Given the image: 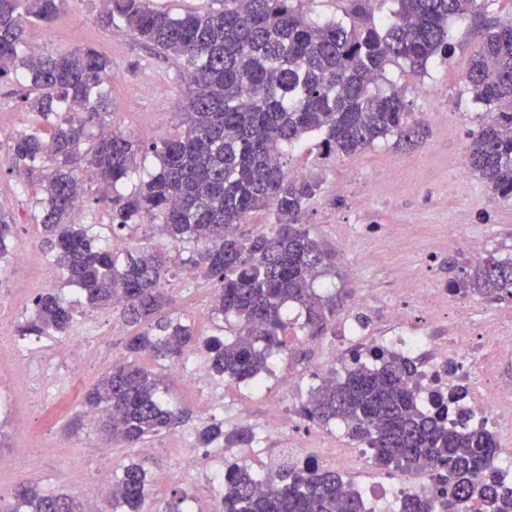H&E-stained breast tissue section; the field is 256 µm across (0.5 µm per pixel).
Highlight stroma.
<instances>
[{
    "instance_id": "obj_1",
    "label": "stroma",
    "mask_w": 512,
    "mask_h": 512,
    "mask_svg": "<svg viewBox=\"0 0 512 512\" xmlns=\"http://www.w3.org/2000/svg\"><path fill=\"white\" fill-rule=\"evenodd\" d=\"M99 15L93 0H68L49 27H30L28 39L42 41L44 50L57 53L88 45L112 61L107 108L113 129L136 140L146 129L156 139L183 132L185 99L176 65L146 49L127 29L100 27ZM477 31L474 24H452L451 55L429 67L426 74L395 65L387 68L394 80L406 85L412 112L427 119V135L420 146L399 149L393 142L382 141L352 158L337 159L320 156L316 141L311 140L290 159L291 166L303 168L321 183L301 222L335 248V273L320 277L316 285L342 289L346 311L354 310L360 287L385 288L398 262L422 266L425 277L447 283L452 276L449 262L466 259L444 237L454 224H467L471 244L485 254H512V205L493 199L483 182L470 175L467 164L470 135L484 112L465 82ZM395 163L404 169L399 187L387 177ZM452 173L467 174L464 192L449 191ZM77 177L85 192L76 223L98 225L100 234L108 235L112 214L107 191L89 170H78ZM39 184V170L28 169L15 159L10 143L0 142V209L10 213L15 223L12 247H23L29 253V287H17L11 263L0 264V330L12 336L32 317L35 300L45 289L43 281H50L52 290L62 288L33 220L41 196ZM355 233L363 247L359 254L342 247L343 239ZM120 236L127 249H153L169 256L165 279L173 298L169 316L181 318L202 336L231 335V326L211 314V282L201 276L188 281L182 275L195 257L192 245L172 247L163 236L148 235L140 227L122 230ZM136 331L120 309L88 312L76 306L66 342L87 354L84 371L78 376L59 356V341H32L39 372L0 391L10 406L8 418L0 423V455L10 454L17 460L15 469L0 473L1 504L11 502L18 483L29 479L46 491L76 498L84 512H100L112 491L110 485L101 483V474L116 476L126 465L140 461L150 481L149 512H162L177 492L186 493L198 512H214L219 491H207L201 479L183 473L180 458L189 451L221 466L237 461V449L201 447L195 432L215 419L228 431L244 425L259 429L270 412L269 397L288 396V359H276L277 371L267 376L268 391L260 395L245 384L226 386L215 375L204 385L192 382L189 369L208 364L201 350L189 352L185 362L173 365L144 358L146 367L163 374L165 397L182 410L183 420L148 439L145 448L113 446L97 422L89 420L82 400L123 357L126 341ZM213 395L220 397V404L212 415H202L199 401Z\"/></svg>"
}]
</instances>
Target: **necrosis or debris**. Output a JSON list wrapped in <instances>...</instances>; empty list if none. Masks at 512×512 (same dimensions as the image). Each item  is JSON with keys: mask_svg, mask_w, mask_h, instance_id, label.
<instances>
[{"mask_svg": "<svg viewBox=\"0 0 512 512\" xmlns=\"http://www.w3.org/2000/svg\"><path fill=\"white\" fill-rule=\"evenodd\" d=\"M378 290L366 288L358 303L365 312H385L378 331L340 318L330 349L317 372L334 370L376 351L403 355L417 368V391L426 398L457 394L456 405L469 425L488 429L497 444L495 463L512 469V309H499L494 317L482 316L480 307L448 286L420 281L407 267H397L388 289L387 302H379ZM301 424L293 406H280L264 427L268 437L289 435L297 461L336 469L348 475L367 467L364 448H333L300 442L298 436L313 431ZM359 494L373 512H399L412 495L437 498L440 487L431 467L401 474L381 471L377 479L360 486Z\"/></svg>", "mask_w": 512, "mask_h": 512, "instance_id": "1", "label": "necrosis or debris"}]
</instances>
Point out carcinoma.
Masks as SVG:
<instances>
[{
    "label": "carcinoma",
    "mask_w": 512,
    "mask_h": 512,
    "mask_svg": "<svg viewBox=\"0 0 512 512\" xmlns=\"http://www.w3.org/2000/svg\"><path fill=\"white\" fill-rule=\"evenodd\" d=\"M67 0H0V82L28 75L24 97L40 120L12 138L16 159L45 167L35 214L49 265L63 286L83 294L94 312L117 305L147 330L128 338L124 358L88 390L84 405L104 411L115 443L133 445L170 430L181 412L160 395L161 376L142 356L175 363L204 344L212 371L232 382H254L275 353L291 354L288 337L316 336L336 322L340 292L314 287L335 267L336 251L300 223L320 190L313 177L288 176L290 151L319 134L321 152L353 157L379 141L420 144L424 124L410 112L407 89L386 76L387 65L416 74L448 57L450 25L478 18L493 0H343L340 16L313 19L304 0H211L205 12L173 16L152 0H109L106 27L123 25L173 61L185 82L183 132L145 143L110 128L104 85L112 62L88 46L31 58L27 31L49 26ZM466 83L485 106L471 134L468 164L494 199L512 200V16L483 24ZM156 159L149 177L129 194L122 185L136 154ZM84 163L112 187V235L134 224L154 229L177 247L192 243L196 265L214 285L212 312L232 318V338L199 340L191 325L166 315L167 266L150 251L115 252L92 224H77L75 166ZM257 212L265 228L245 236L238 226ZM12 220L0 212V261L9 257ZM448 286L463 295L512 296V256L491 255L457 266ZM297 307L303 320L287 317ZM73 308L60 292L36 298L21 335L69 336ZM410 362L388 352L360 362L344 377L322 380L305 417L339 421L367 445L374 463L414 471L430 463L441 499L405 500L402 512H512V487L493 472V435L449 419L457 396L423 406L411 386ZM203 447L251 448L248 426L224 432L211 423L196 432ZM235 464L224 475L217 512H366L343 490L334 470L286 461L265 476ZM110 512H142L148 471L132 462L117 477ZM82 512L79 502L22 483L0 512Z\"/></svg>",
    "instance_id": "carcinoma-1"
}]
</instances>
